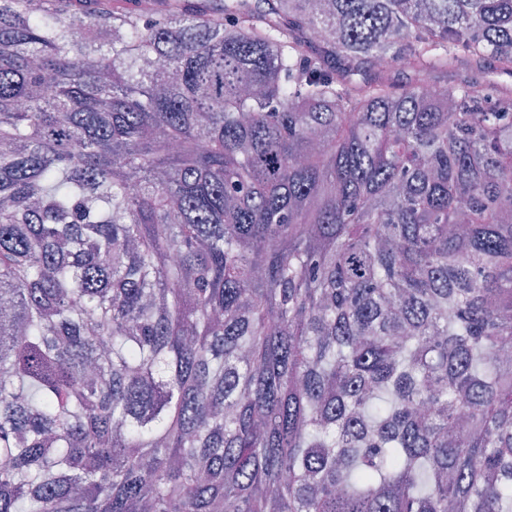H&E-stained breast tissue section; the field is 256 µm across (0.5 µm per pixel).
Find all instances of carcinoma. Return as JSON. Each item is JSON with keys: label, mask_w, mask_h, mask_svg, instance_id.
<instances>
[{"label": "carcinoma", "mask_w": 512, "mask_h": 512, "mask_svg": "<svg viewBox=\"0 0 512 512\" xmlns=\"http://www.w3.org/2000/svg\"><path fill=\"white\" fill-rule=\"evenodd\" d=\"M488 65L512 0H0V512H512Z\"/></svg>", "instance_id": "cac0c4a2"}]
</instances>
